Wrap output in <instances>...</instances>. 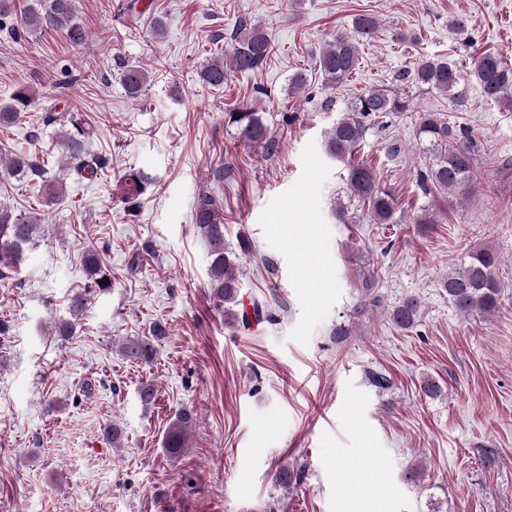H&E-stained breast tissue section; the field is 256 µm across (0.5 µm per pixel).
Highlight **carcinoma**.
<instances>
[{
  "instance_id": "1",
  "label": "carcinoma",
  "mask_w": 512,
  "mask_h": 512,
  "mask_svg": "<svg viewBox=\"0 0 512 512\" xmlns=\"http://www.w3.org/2000/svg\"><path fill=\"white\" fill-rule=\"evenodd\" d=\"M60 31L71 46L82 48L86 32L77 22L75 0H35L23 14L12 8V0H0V30L10 29L14 35L29 34L42 28ZM378 28V18L373 14H358L353 19V32L340 33L326 44L316 59V66L329 85L342 84L360 68V40L370 38ZM231 44L224 55L205 64L200 80L215 89L224 87V80L234 71L246 72L257 69L268 57L271 43L268 35L257 25L240 22L230 34ZM469 76L480 88L482 96L504 110H512V64L493 53H482L473 58ZM407 77L419 86L435 90L455 104L466 98L464 76L457 63L444 57L423 56L416 60ZM126 94L139 99L149 85L150 75L140 66H127L120 74ZM34 102L27 88L17 90L11 101L0 103V127H10L20 120L23 111ZM408 100L386 89L369 88L360 92L346 107L326 135L328 155L345 163L349 197L367 209L375 224L395 223V201L380 185L372 166L354 158L372 123L388 112H405ZM228 124L235 128V138L243 143L263 148L266 156L276 150V140L271 136L263 116L247 102L237 104L226 112ZM55 127L59 146L65 153L66 164L71 171L83 178L85 173L94 177L109 166V158L85 149L86 142L94 134L92 122L86 115L66 107L58 109L51 103L40 109V115L32 124L31 137L39 139L43 130ZM416 140L432 157L429 172L423 175V183L448 195L467 192L476 181L475 142L452 134L448 123L434 112L420 115ZM0 173L18 180H41L45 206L56 204L65 192V183L46 177L47 171L36 156L12 154L0 159ZM150 181L141 171L131 169L121 180L122 199L133 208L145 194ZM193 222L208 245L210 258L209 279L213 295L226 304L235 306L239 300L240 263L254 256L255 244L241 234L237 243L230 244L224 238V202L207 190H201L192 204ZM40 232L39 218L17 213L7 206L0 207V280L17 273L26 248ZM499 258L489 248L472 251L467 260L451 270L443 280L448 300L463 316L481 314L491 316L501 305V287L497 278ZM83 268L94 287H111L112 279L98 250L90 249L83 256ZM374 279L368 274L361 281L360 300L354 306L353 315L362 317L379 302L374 295ZM89 298L83 292L73 294L68 301V317L54 322L52 333L68 337L76 333L77 324L87 310ZM270 304L254 299L250 306L237 314L225 310L229 324L251 327L271 317ZM420 302L410 298L392 309L389 320L403 330L416 324ZM166 335L165 328L154 325L152 337L126 341L122 355L132 362H149L154 354V342ZM188 412L180 413L170 425L164 437L163 448L177 457L187 447Z\"/></svg>"
}]
</instances>
